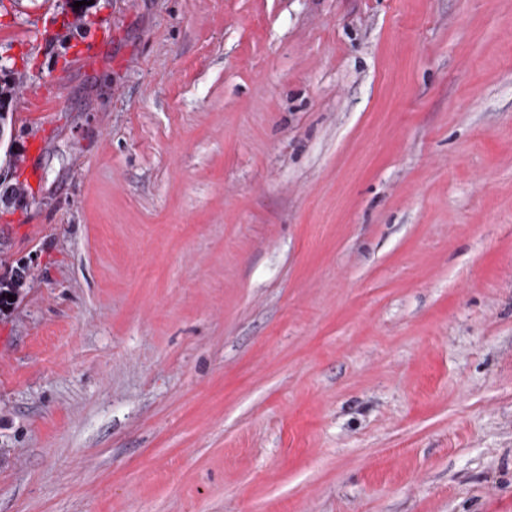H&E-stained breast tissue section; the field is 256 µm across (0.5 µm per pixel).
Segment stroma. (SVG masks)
Listing matches in <instances>:
<instances>
[{"label": "stroma", "instance_id": "35a3bbf8", "mask_svg": "<svg viewBox=\"0 0 512 512\" xmlns=\"http://www.w3.org/2000/svg\"><path fill=\"white\" fill-rule=\"evenodd\" d=\"M0 64V512H512V0H18ZM16 97V83L9 75L0 78V122L3 126L12 124L13 102ZM3 106V112L1 107ZM26 268L18 266L12 268L9 276H0V312L3 308H9L13 305L21 294L25 286ZM13 295V301L7 298V295Z\"/></svg>", "mask_w": 512, "mask_h": 512}]
</instances>
